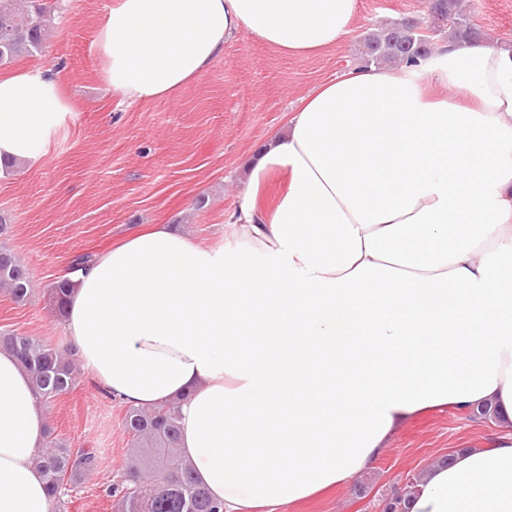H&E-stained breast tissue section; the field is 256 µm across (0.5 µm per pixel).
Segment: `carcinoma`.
I'll use <instances>...</instances> for the list:
<instances>
[{
  "mask_svg": "<svg viewBox=\"0 0 512 512\" xmlns=\"http://www.w3.org/2000/svg\"><path fill=\"white\" fill-rule=\"evenodd\" d=\"M430 27L448 31V38L479 41L482 33L462 8L460 0H430ZM420 23L415 19L391 22L365 35L350 60L378 66L413 61L427 55L435 43L420 49ZM53 30L43 0H0V67L22 56L42 51ZM0 288L16 302L27 299L29 277L13 252L0 244ZM69 280L61 277L49 288L55 314L63 316ZM0 348L12 351L31 377L39 402L47 404L75 386L79 365L67 349L54 347L35 336L0 331ZM128 435L126 485L119 491L121 512H224L198 486L193 471L179 452L181 426L176 406L151 410L130 408L123 419ZM35 463L46 480V491L57 512L67 487L97 465L88 448H62L53 440L38 450Z\"/></svg>",
  "mask_w": 512,
  "mask_h": 512,
  "instance_id": "1",
  "label": "carcinoma"
}]
</instances>
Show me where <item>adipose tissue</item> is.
I'll use <instances>...</instances> for the list:
<instances>
[{
    "instance_id": "obj_1",
    "label": "adipose tissue",
    "mask_w": 512,
    "mask_h": 512,
    "mask_svg": "<svg viewBox=\"0 0 512 512\" xmlns=\"http://www.w3.org/2000/svg\"><path fill=\"white\" fill-rule=\"evenodd\" d=\"M356 15L357 0H116L95 43L136 103L172 98L239 35L309 54ZM62 83L0 78V161H41ZM224 235L232 252L169 224L126 237L72 273L62 322L109 396L179 403L181 452L224 512L344 486L419 413L485 404L499 436L430 466L408 512H512V45L448 40L322 83L267 137ZM45 435L0 349V512H50Z\"/></svg>"
}]
</instances>
